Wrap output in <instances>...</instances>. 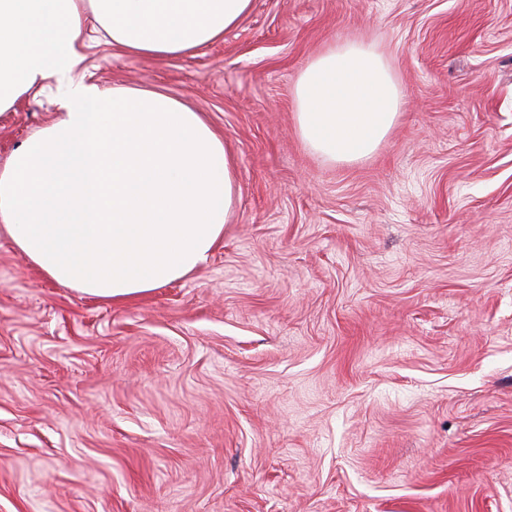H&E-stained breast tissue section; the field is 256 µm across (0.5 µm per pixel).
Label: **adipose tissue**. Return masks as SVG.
<instances>
[{
	"mask_svg": "<svg viewBox=\"0 0 512 512\" xmlns=\"http://www.w3.org/2000/svg\"><path fill=\"white\" fill-rule=\"evenodd\" d=\"M252 0H0V114L38 82H66L58 120L0 167V226L52 281L105 302L145 294L204 265L224 236L237 170L199 113L152 91L69 81L94 20L109 44L167 59L222 40ZM295 120L323 163L370 158L403 94L362 41L332 44L300 72Z\"/></svg>",
	"mask_w": 512,
	"mask_h": 512,
	"instance_id": "1",
	"label": "adipose tissue"
}]
</instances>
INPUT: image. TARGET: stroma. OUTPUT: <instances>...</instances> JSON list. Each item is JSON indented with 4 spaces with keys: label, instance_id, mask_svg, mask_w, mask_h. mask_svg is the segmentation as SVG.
<instances>
[{
    "label": "stroma",
    "instance_id": "1",
    "mask_svg": "<svg viewBox=\"0 0 512 512\" xmlns=\"http://www.w3.org/2000/svg\"><path fill=\"white\" fill-rule=\"evenodd\" d=\"M353 41L404 105L324 165L293 87ZM79 53L201 112L238 196L205 265L123 302L0 229V512H512V0H252L190 55ZM63 90L0 115V166Z\"/></svg>",
    "mask_w": 512,
    "mask_h": 512
}]
</instances>
